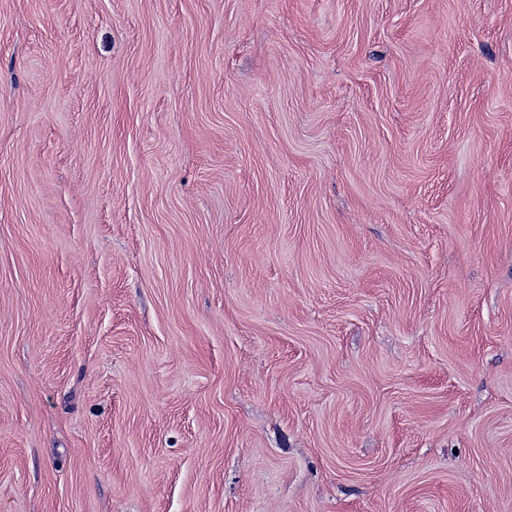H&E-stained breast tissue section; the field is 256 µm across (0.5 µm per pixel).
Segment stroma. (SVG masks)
Masks as SVG:
<instances>
[{"instance_id": "35a3bbf8", "label": "stroma", "mask_w": 512, "mask_h": 512, "mask_svg": "<svg viewBox=\"0 0 512 512\" xmlns=\"http://www.w3.org/2000/svg\"><path fill=\"white\" fill-rule=\"evenodd\" d=\"M0 512H512V0H0Z\"/></svg>"}]
</instances>
